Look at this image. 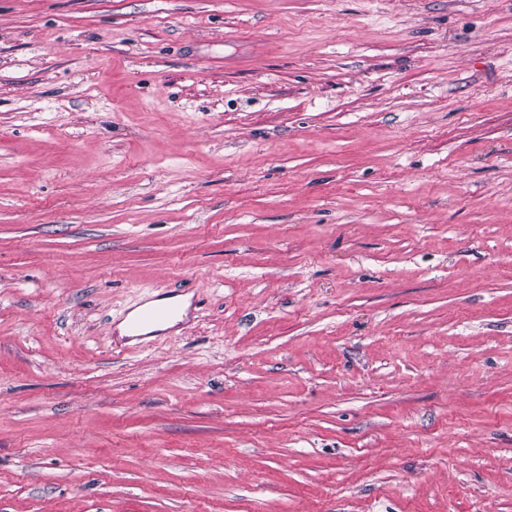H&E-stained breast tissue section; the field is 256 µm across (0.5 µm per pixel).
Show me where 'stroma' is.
I'll list each match as a JSON object with an SVG mask.
<instances>
[{
    "instance_id": "obj_1",
    "label": "stroma",
    "mask_w": 512,
    "mask_h": 512,
    "mask_svg": "<svg viewBox=\"0 0 512 512\" xmlns=\"http://www.w3.org/2000/svg\"><path fill=\"white\" fill-rule=\"evenodd\" d=\"M0 512H512V0H0ZM170 300H176L180 303L182 307V313L184 315L186 308L188 307V303L185 297L173 296L162 298L155 300L154 303L160 304ZM180 305L172 302L144 308L136 317L129 319L127 322L125 321L119 325L120 333L121 335L128 334L126 326L128 325L130 336H143V334L139 333L143 329L176 319L181 312Z\"/></svg>"
}]
</instances>
